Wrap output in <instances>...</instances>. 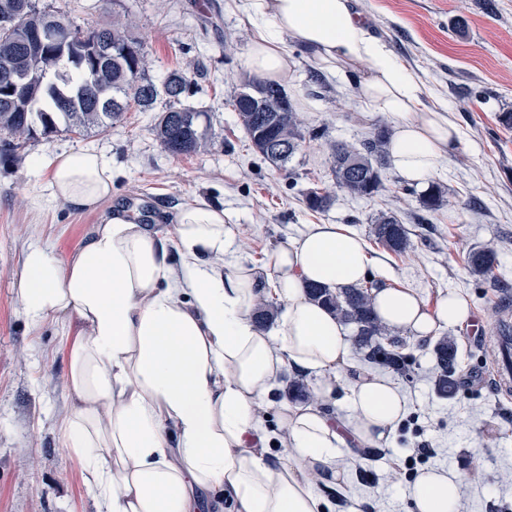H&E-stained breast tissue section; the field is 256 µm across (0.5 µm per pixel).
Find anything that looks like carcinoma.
<instances>
[{
    "mask_svg": "<svg viewBox=\"0 0 512 512\" xmlns=\"http://www.w3.org/2000/svg\"><path fill=\"white\" fill-rule=\"evenodd\" d=\"M38 29L48 40L45 54L25 46L26 36ZM81 34L59 8H40L35 0H0L1 132L21 140L48 138L59 132L82 135L92 127L112 126L132 104L143 112L153 109L163 94L168 107L153 127L154 136L173 155L201 151L211 129L210 114L182 103L181 97L190 89L183 73L171 72L156 84L146 73L144 43L117 24L98 31L112 52L95 59L61 52L67 39ZM17 99L23 100L27 111H15ZM233 107L254 149L288 178L293 175L288 163L305 136H326L322 127L304 134V121L293 109L286 89L257 76L235 95ZM389 139V129L380 125L357 145L329 142L336 189L361 199L377 194L382 187L381 171L389 164ZM273 144L286 150L275 152ZM333 202V193L325 188H312L304 195L307 209L313 212H325ZM443 202V191L437 184L429 185L421 197L422 207L428 211L438 210ZM371 234L398 255L407 254L413 246L409 229L394 216H379ZM467 267L472 276L491 283L497 278L498 253L488 246L474 249ZM377 287L373 280L367 285L336 289L312 286L309 294L341 321L354 326V344L365 361L405 376L411 356L401 352L403 340L374 312L371 293ZM432 353L433 390L439 398L451 399L456 394L459 367L457 343L445 336L435 343ZM288 396L305 402L315 400L308 385L299 380L288 382Z\"/></svg>",
    "mask_w": 512,
    "mask_h": 512,
    "instance_id": "carcinoma-1",
    "label": "carcinoma"
}]
</instances>
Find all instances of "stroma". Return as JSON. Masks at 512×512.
Returning <instances> with one entry per match:
<instances>
[{
	"label": "stroma",
	"mask_w": 512,
	"mask_h": 512,
	"mask_svg": "<svg viewBox=\"0 0 512 512\" xmlns=\"http://www.w3.org/2000/svg\"><path fill=\"white\" fill-rule=\"evenodd\" d=\"M60 7L87 31L118 22L146 43L148 75L161 81L180 70L192 81L188 104L208 110L213 144L191 156L168 153L152 127L155 111L130 108L122 120L84 135L61 132L0 150V512H97L82 459L61 448V421L70 412L69 343L60 323L31 326L18 294V274L30 246L65 256L81 246L102 213L125 209L171 226L179 207L197 199L224 209L239 259L268 277L267 257L311 224H341L360 235L375 262L372 280L417 289L428 299L453 290L468 300L473 319L448 329L459 347V391L436 397L431 384L432 341L408 339L409 377L399 379L409 411L381 460L341 456L347 470L331 493L334 512L360 502L362 512H406L405 493L425 470L463 475L460 512H512V399L493 395L485 375L494 356L489 310L512 306V129L498 121L512 112V0H356L372 33L415 75L426 106L446 109L461 132L455 154L433 178L446 198L424 212L394 167L370 199L337 193L329 211L308 210L303 195L332 187L327 140L357 143L394 118L368 110L360 73L343 78L312 53H295L285 83L307 126H323L327 140H305L290 166L292 179L253 148L232 106L249 72L244 60L254 36L237 0H37ZM96 149L112 159V199L101 210L78 212L61 202L31 208L42 174L32 157ZM395 214L411 231L414 249L399 256L374 240L371 219ZM499 252V279L472 278L466 254ZM429 449L417 460L418 449ZM370 471L362 481L361 471Z\"/></svg>",
	"instance_id": "35a3bbf8"
}]
</instances>
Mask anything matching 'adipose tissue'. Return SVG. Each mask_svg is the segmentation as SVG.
I'll return each instance as SVG.
<instances>
[{
    "label": "adipose tissue",
    "instance_id": "ef3b65f1",
    "mask_svg": "<svg viewBox=\"0 0 512 512\" xmlns=\"http://www.w3.org/2000/svg\"><path fill=\"white\" fill-rule=\"evenodd\" d=\"M255 29L245 59L263 79L288 70V45L336 70L364 69L367 108L396 120L392 165L424 184L458 147L460 132L442 109L426 108L417 82L374 38L350 0H241ZM47 173L32 205L59 201L93 209L112 197V161L95 150L37 156ZM180 257L171 264L170 253ZM272 279L240 262L220 206L178 210L167 233L123 215L102 217L67 257L30 248L18 280L31 325L62 323L70 345L72 409L63 447L84 460L105 512H325V491L345 479L337 460L386 445L407 399L388 376L353 374L347 327L312 301L308 284L367 281L363 240L341 224H314L268 259ZM281 304L277 330L256 325L258 299ZM387 325L417 340L469 325L466 299L427 301L413 288L374 290ZM316 380L317 402L279 403V453L263 413L284 371ZM343 395L347 413L322 400ZM406 512H460L459 479L422 471Z\"/></svg>",
    "mask_w": 512,
    "mask_h": 512
}]
</instances>
